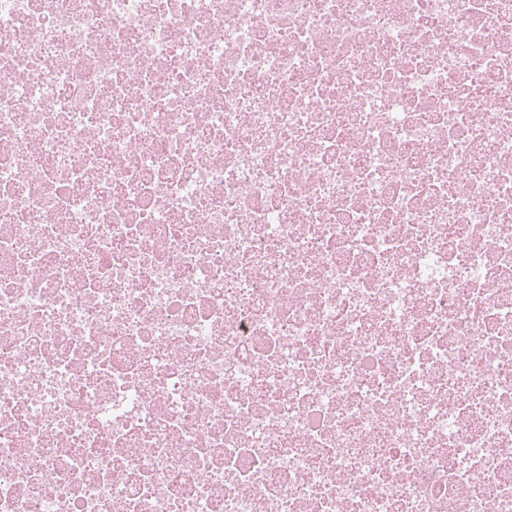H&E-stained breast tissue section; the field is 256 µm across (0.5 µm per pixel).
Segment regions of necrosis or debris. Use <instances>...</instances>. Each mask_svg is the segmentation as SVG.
Wrapping results in <instances>:
<instances>
[{
	"mask_svg": "<svg viewBox=\"0 0 512 512\" xmlns=\"http://www.w3.org/2000/svg\"><path fill=\"white\" fill-rule=\"evenodd\" d=\"M0 512H512V0H0Z\"/></svg>",
	"mask_w": 512,
	"mask_h": 512,
	"instance_id": "4bbe7bcc",
	"label": "necrosis or debris"
}]
</instances>
